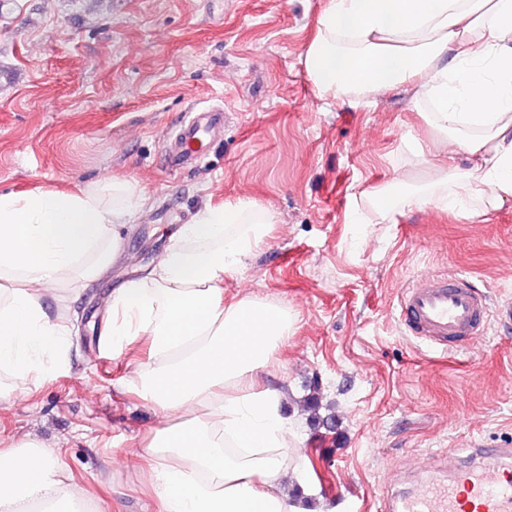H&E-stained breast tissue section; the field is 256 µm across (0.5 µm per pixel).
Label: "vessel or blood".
<instances>
[{
  "label": "vessel or blood",
  "instance_id": "1",
  "mask_svg": "<svg viewBox=\"0 0 512 512\" xmlns=\"http://www.w3.org/2000/svg\"><path fill=\"white\" fill-rule=\"evenodd\" d=\"M224 133L223 110L187 112L170 138L169 168L203 165L212 145ZM512 316V309L493 308L491 299L464 275L423 273L398 298V320L406 335L434 347L453 339L483 335L491 313ZM468 462L443 482H426L391 496L387 512H512V448H488L474 441L465 449ZM495 466H487V459Z\"/></svg>",
  "mask_w": 512,
  "mask_h": 512
}]
</instances>
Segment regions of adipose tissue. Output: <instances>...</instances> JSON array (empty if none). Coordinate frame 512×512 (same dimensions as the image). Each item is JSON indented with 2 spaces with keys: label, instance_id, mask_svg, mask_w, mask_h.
Masks as SVG:
<instances>
[{
  "label": "adipose tissue",
  "instance_id": "ef3b65f1",
  "mask_svg": "<svg viewBox=\"0 0 512 512\" xmlns=\"http://www.w3.org/2000/svg\"><path fill=\"white\" fill-rule=\"evenodd\" d=\"M301 64L334 99L368 102L409 85L432 104L430 150L408 146L431 154L429 176L366 195L384 221L430 202L473 217L512 202V0H322ZM451 151L470 167L445 163ZM149 199L129 178L0 193L1 367L34 385L66 361L69 330L45 293L107 271L122 253L118 226ZM271 224L249 200L205 205L109 297L106 346L145 352L132 386L161 426L131 454L159 512H305L281 395L257 384L297 317L252 295L224 298L225 277ZM86 496L61 452L34 441L0 448V512H70Z\"/></svg>",
  "mask_w": 512,
  "mask_h": 512
}]
</instances>
